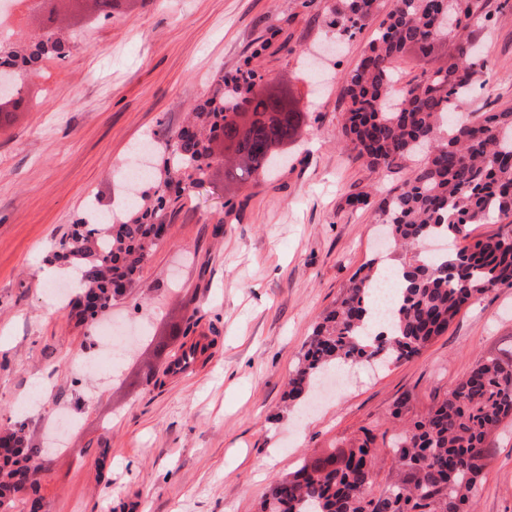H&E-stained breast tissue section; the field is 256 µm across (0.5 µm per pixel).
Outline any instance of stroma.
Returning a JSON list of instances; mask_svg holds the SVG:
<instances>
[{
  "mask_svg": "<svg viewBox=\"0 0 512 512\" xmlns=\"http://www.w3.org/2000/svg\"><path fill=\"white\" fill-rule=\"evenodd\" d=\"M336 0H121L111 23L89 13L64 26V60L33 66L21 106L0 120V433L23 427L38 449L43 512H259L272 481L303 457L349 447L371 429L384 454L372 488L394 473L391 442L481 358L512 355V288L462 309L422 353L386 368H339L300 414L288 375L321 314L358 268L378 256L379 200L404 177L345 149L338 80L379 18L337 44L325 18ZM470 39L492 66L489 94L465 103L512 107V14ZM249 66L288 86L303 121L288 164L244 184L210 183L167 202V240L136 282L94 320H70L46 280L58 241L85 216L128 197L131 147L185 125L211 99L216 74ZM368 204L352 206L359 192ZM222 233H215V226ZM213 348L193 372L168 366L185 343ZM136 332L107 374L73 372L102 359L98 334ZM170 343L164 355L155 344ZM154 382H143L145 373ZM473 512H512V424L489 442Z\"/></svg>",
  "mask_w": 512,
  "mask_h": 512,
  "instance_id": "1",
  "label": "stroma"
}]
</instances>
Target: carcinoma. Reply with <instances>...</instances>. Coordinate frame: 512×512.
<instances>
[{
	"label": "carcinoma",
	"mask_w": 512,
	"mask_h": 512,
	"mask_svg": "<svg viewBox=\"0 0 512 512\" xmlns=\"http://www.w3.org/2000/svg\"><path fill=\"white\" fill-rule=\"evenodd\" d=\"M488 0H391L385 18L356 65L339 80L347 103L342 116L344 146L375 168H389L422 148L427 160L378 204L379 220L401 250L397 288L380 304L376 262L361 266L349 288L315 326L288 382L295 404L336 368V362L397 364L418 355L448 330L469 301L500 286L512 287V230L478 240L437 258L424 250L435 238L465 240L475 224H512V108L481 112L448 124V117L472 98L491 69L465 32L475 22L490 27ZM380 9L379 0H336L327 24L352 39ZM452 37L453 55L416 76L393 103L395 63L411 47L435 53ZM70 41L54 32L30 39L27 47L0 41V117L22 102L15 76L45 58L65 59ZM261 77L245 67L217 83L226 96L193 113L189 124L163 145L164 176L142 194L143 204L109 224L80 219L55 258L79 275L68 299L72 315L93 318L112 298L133 287L157 245L160 212L182 184L202 186L215 160L224 158V179L245 183L267 174L287 158L283 147L297 131L301 113L268 112L271 100L257 90ZM242 104L248 112H226ZM512 421V357L479 359L448 397L420 419H412L392 443L396 479L372 491L378 455L369 429L339 454L306 460L276 478L261 512H471L488 466L490 437ZM31 460L0 467V509L16 493H37Z\"/></svg>",
	"instance_id": "cac0c4a2"
}]
</instances>
